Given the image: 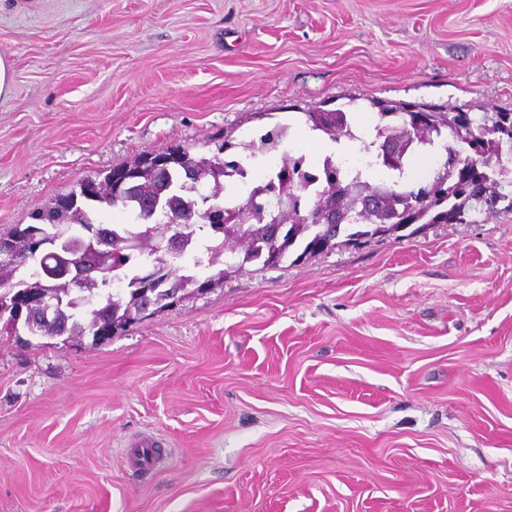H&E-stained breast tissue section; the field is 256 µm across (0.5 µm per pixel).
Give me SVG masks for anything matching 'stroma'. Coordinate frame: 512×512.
<instances>
[{"instance_id": "35a3bbf8", "label": "stroma", "mask_w": 512, "mask_h": 512, "mask_svg": "<svg viewBox=\"0 0 512 512\" xmlns=\"http://www.w3.org/2000/svg\"><path fill=\"white\" fill-rule=\"evenodd\" d=\"M1 53L0 233L317 105L512 112V0H0ZM0 512H512V212L253 264L97 344L0 333Z\"/></svg>"}]
</instances>
